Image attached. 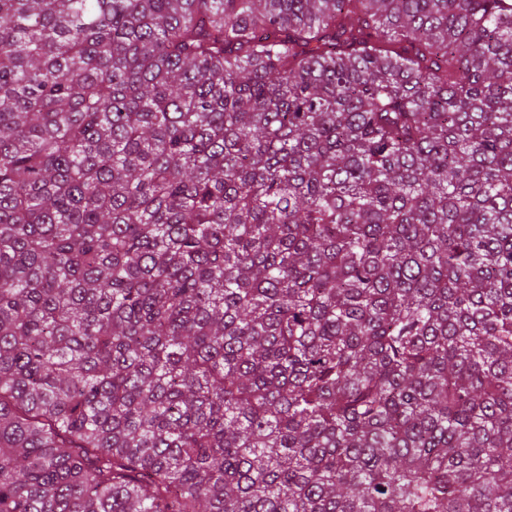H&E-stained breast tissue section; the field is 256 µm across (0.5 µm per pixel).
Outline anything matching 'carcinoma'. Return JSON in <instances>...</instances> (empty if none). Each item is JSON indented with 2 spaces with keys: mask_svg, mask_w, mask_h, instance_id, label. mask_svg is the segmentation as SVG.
<instances>
[{
  "mask_svg": "<svg viewBox=\"0 0 512 512\" xmlns=\"http://www.w3.org/2000/svg\"><path fill=\"white\" fill-rule=\"evenodd\" d=\"M0 512H512V0H0Z\"/></svg>",
  "mask_w": 512,
  "mask_h": 512,
  "instance_id": "carcinoma-1",
  "label": "carcinoma"
}]
</instances>
